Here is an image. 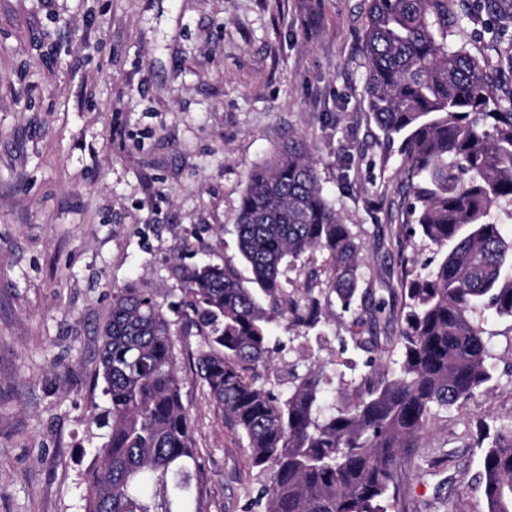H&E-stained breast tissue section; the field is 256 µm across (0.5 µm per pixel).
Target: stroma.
Listing matches in <instances>:
<instances>
[{"label":"stroma","mask_w":512,"mask_h":512,"mask_svg":"<svg viewBox=\"0 0 512 512\" xmlns=\"http://www.w3.org/2000/svg\"><path fill=\"white\" fill-rule=\"evenodd\" d=\"M367 0H0V512H84L85 472L104 441L96 380L112 291L178 303L179 265L237 260L234 231L252 168L288 140L310 147L323 192L350 225L372 301L342 311L333 264L288 266L289 293L318 299L320 330L275 328L288 363L261 382L330 364L335 389L367 372L352 337L387 341L404 323L406 260L430 248L406 231V165L368 110ZM512 30L497 0H454L453 46L496 60ZM494 377L439 412L409 449L394 512H488L479 424L512 426V322L486 315ZM177 336L198 451L201 512H256L263 483L246 438L191 374L204 347Z\"/></svg>","instance_id":"1"}]
</instances>
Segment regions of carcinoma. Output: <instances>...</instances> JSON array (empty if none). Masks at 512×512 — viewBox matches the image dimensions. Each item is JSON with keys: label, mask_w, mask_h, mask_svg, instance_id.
<instances>
[{"label": "carcinoma", "mask_w": 512, "mask_h": 512, "mask_svg": "<svg viewBox=\"0 0 512 512\" xmlns=\"http://www.w3.org/2000/svg\"><path fill=\"white\" fill-rule=\"evenodd\" d=\"M453 2L369 0L362 32L369 112L401 142L410 234L432 247L402 275L397 367L336 389L329 415L320 410L331 384L323 363L285 393L259 384L257 369L288 355L274 324L290 315L308 328L321 323L317 299L288 295L282 267L323 250L341 309L367 299L355 234L323 196L299 139L248 174L235 224L248 275L230 261L178 270L185 320L206 337L193 373L247 439L266 512H387L402 452L437 412L463 406L493 379L483 317L512 319V235L497 213L512 206V94L500 95L487 58L448 44ZM353 342L384 353L376 336ZM174 349L161 304L140 288L113 292L100 355L108 432L86 471L84 512H173L174 499L178 512H193L196 446ZM480 441L489 512H512V428L483 427Z\"/></svg>", "instance_id": "1"}]
</instances>
